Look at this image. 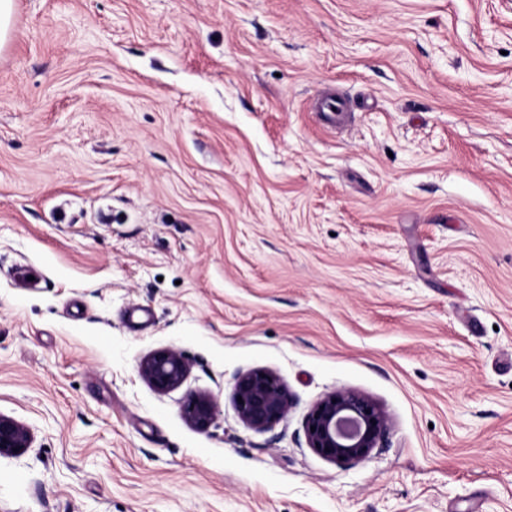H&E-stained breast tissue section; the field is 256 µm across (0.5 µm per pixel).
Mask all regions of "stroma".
Instances as JSON below:
<instances>
[{
  "label": "stroma",
  "instance_id": "obj_1",
  "mask_svg": "<svg viewBox=\"0 0 512 512\" xmlns=\"http://www.w3.org/2000/svg\"><path fill=\"white\" fill-rule=\"evenodd\" d=\"M341 388L391 425L351 466L303 433ZM0 413V512H512V0H16ZM190 366L172 349L151 353L140 364L142 378L156 391L165 393L178 388L186 379ZM234 402L243 423L257 432L267 431L284 420L291 407L286 387L266 369L250 370L236 377ZM215 410L216 404L213 397L201 394L187 403L184 407V416L194 427L204 430L213 421ZM32 443L33 435L26 426L0 414V457L21 455L27 448H31Z\"/></svg>",
  "mask_w": 512,
  "mask_h": 512
}]
</instances>
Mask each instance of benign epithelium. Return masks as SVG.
Instances as JSON below:
<instances>
[{
  "instance_id": "obj_1",
  "label": "benign epithelium",
  "mask_w": 512,
  "mask_h": 512,
  "mask_svg": "<svg viewBox=\"0 0 512 512\" xmlns=\"http://www.w3.org/2000/svg\"><path fill=\"white\" fill-rule=\"evenodd\" d=\"M190 366L172 349L151 353L140 364L142 378L156 391L178 388ZM234 397L240 419L249 428L263 432L288 416L291 400L279 377L266 369L238 375ZM216 404L212 396L201 394L184 407V416L199 430L213 421ZM303 431L306 444L336 464L364 461L382 446L389 434V419L371 397L350 389H338L319 400L306 415ZM30 430L15 419L0 414V457L18 456L32 447Z\"/></svg>"
}]
</instances>
